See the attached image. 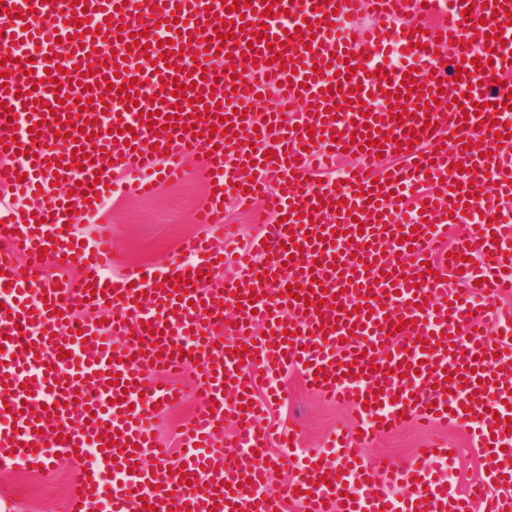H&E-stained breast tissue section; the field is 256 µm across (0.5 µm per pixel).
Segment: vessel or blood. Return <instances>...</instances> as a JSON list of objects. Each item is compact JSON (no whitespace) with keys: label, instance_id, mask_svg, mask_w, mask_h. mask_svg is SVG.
I'll use <instances>...</instances> for the list:
<instances>
[{"label":"vessel or blood","instance_id":"obj_1","mask_svg":"<svg viewBox=\"0 0 512 512\" xmlns=\"http://www.w3.org/2000/svg\"><path fill=\"white\" fill-rule=\"evenodd\" d=\"M511 12L512 0H248L232 12L221 0H0V184L36 201L0 225L10 245L0 251V467L43 465L48 446L73 459L68 512L105 496L111 512H283L288 499L307 512H512V392L501 383L512 320L487 319L492 299L512 294V152L500 138L512 136V85L497 82L512 73ZM365 16L357 32L341 23ZM226 17L245 30L223 38ZM157 24L164 37L148 34ZM264 32L278 44L260 42ZM392 45L405 51L396 66L385 62ZM66 81L61 102L55 85ZM110 83L129 100L107 99ZM268 92L298 105L292 124L257 120L252 107ZM78 145L88 148L79 164ZM345 151L361 158L345 185L314 180ZM191 153L213 179L199 234L185 259L127 269L101 218L113 175L143 172L133 190L148 195L157 178L181 180ZM394 153L398 164L379 167ZM454 163L465 171L450 184ZM273 173V220L241 242L223 199L250 202ZM53 181L66 193L47 192ZM76 210L98 219L90 239L72 228ZM462 217L465 239L439 250ZM47 246L77 265L78 281L20 271L16 254L37 264ZM82 304L109 307L111 322L75 320ZM129 333L132 344L115 346ZM191 358L201 403L173 460L153 422L182 391L145 379ZM294 370L359 423L336 431L331 460L292 462L275 497L270 450L297 439L263 425L256 391ZM406 416L473 429L483 479L468 496L447 486V442L402 469L364 460ZM111 473L119 481L105 483ZM398 484L403 495L390 496Z\"/></svg>","mask_w":512,"mask_h":512}]
</instances>
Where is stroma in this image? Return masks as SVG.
I'll return each instance as SVG.
<instances>
[{
	"label": "stroma",
	"mask_w": 512,
	"mask_h": 512,
	"mask_svg": "<svg viewBox=\"0 0 512 512\" xmlns=\"http://www.w3.org/2000/svg\"><path fill=\"white\" fill-rule=\"evenodd\" d=\"M185 179L177 184L159 185L147 198H134L113 192L106 205L112 224V239L125 256L128 266L143 267L176 258L181 244L197 233L196 211L207 199L206 179L199 158L186 162ZM196 371L186 368L180 384L185 399L176 407L163 410L154 421L160 447L176 448L180 424L194 411L197 397L193 392ZM281 397L268 398L266 388H259V400L267 404L265 423L280 428H295L300 445L297 454H315L322 450L326 437L336 425L350 420L353 412L344 405L323 400L311 392L303 376L297 373L279 379ZM446 438L456 448L453 491H464L481 475L479 449L469 429L456 424L424 425L410 419L396 431L373 441L367 448L368 459L391 460L405 464L415 449L425 447L433 438ZM44 468L32 471L0 468V512H64L68 487L75 476L74 463L48 449Z\"/></svg>",
	"instance_id": "stroma-1"
}]
</instances>
